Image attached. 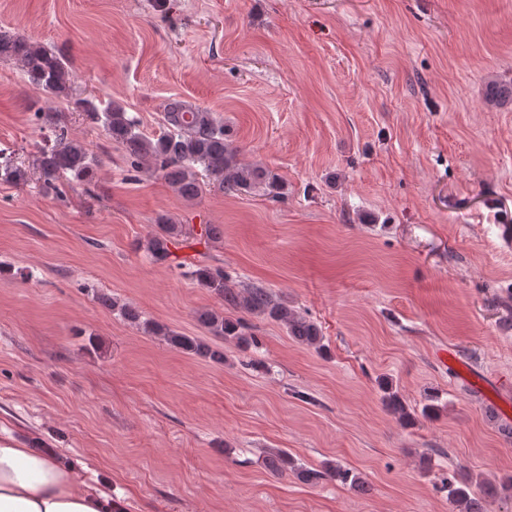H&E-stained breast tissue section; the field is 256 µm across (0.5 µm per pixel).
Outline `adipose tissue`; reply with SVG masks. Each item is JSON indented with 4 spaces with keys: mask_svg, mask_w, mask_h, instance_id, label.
Wrapping results in <instances>:
<instances>
[{
    "mask_svg": "<svg viewBox=\"0 0 512 512\" xmlns=\"http://www.w3.org/2000/svg\"><path fill=\"white\" fill-rule=\"evenodd\" d=\"M0 512H121L102 489L54 458L0 439Z\"/></svg>",
    "mask_w": 512,
    "mask_h": 512,
    "instance_id": "1",
    "label": "adipose tissue"
}]
</instances>
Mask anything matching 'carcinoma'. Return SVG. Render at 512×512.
Instances as JSON below:
<instances>
[{"label":"carcinoma","instance_id":"carcinoma-1","mask_svg":"<svg viewBox=\"0 0 512 512\" xmlns=\"http://www.w3.org/2000/svg\"><path fill=\"white\" fill-rule=\"evenodd\" d=\"M0 60L15 62L27 83L39 94H48L74 105L82 121L101 128L114 143L123 146L131 159V168L141 167L158 172L170 187L185 199L198 197L201 182L198 170H203L209 182L232 193H250L257 189L273 192L278 177L260 165L244 164L238 159L236 147L226 138L224 125L202 112L187 101L171 99L165 108L163 122L166 132L149 137L139 131L138 119L126 108L109 101L102 103L92 95L77 97L73 92L70 60L47 45L25 35L0 30ZM38 124L50 130L52 143L40 149L32 165L15 163L9 159L0 161V179L16 185L38 183L40 192L62 195L64 182H76L86 192L96 186L99 159L82 140L71 136L62 125L58 112L39 107L33 113ZM157 230L138 243L151 260L157 264L173 263V248L189 240L181 224L172 223L162 214L155 220ZM190 276L197 285L208 289L224 301L227 308L282 324L298 344L317 351L324 350L323 335L319 326L299 311L278 301L272 292L261 286L235 291L226 286L224 270L220 267L198 265ZM101 302L120 310L131 325L152 336H159L170 347L193 357L221 364L224 350L212 346L199 336H186L143 317L135 307L118 304L101 298ZM198 322L210 335L234 341L238 345L249 344V324L242 317L226 316L215 310L198 314ZM382 401L388 411L404 425L416 420L393 381L384 378L380 382ZM271 466L277 470H290L305 482L312 483L329 478L342 485L357 487L362 478L352 469L340 463H326L322 468L298 465L284 450L272 454ZM442 489L448 491V501L459 512H486L489 501L500 497L512 499V476L497 483L456 476L447 478Z\"/></svg>","mask_w":512,"mask_h":512}]
</instances>
